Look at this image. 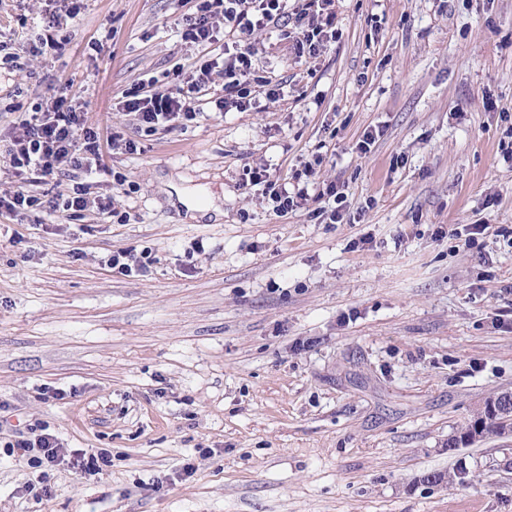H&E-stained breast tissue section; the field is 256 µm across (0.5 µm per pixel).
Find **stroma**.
<instances>
[{
    "instance_id": "stroma-1",
    "label": "stroma",
    "mask_w": 512,
    "mask_h": 512,
    "mask_svg": "<svg viewBox=\"0 0 512 512\" xmlns=\"http://www.w3.org/2000/svg\"><path fill=\"white\" fill-rule=\"evenodd\" d=\"M72 3L58 53L33 60L57 0H0L21 63L0 71V193L70 186L5 153L61 83L101 134L128 133V89L224 49L178 36L194 0ZM336 30L315 58L257 35L278 101L219 113V78L195 120L104 155L97 189L127 223L0 216V403L112 454L88 476L0 450V512H512V433L448 445L512 392V0H336ZM317 156L345 188L339 223L313 199L278 216L244 184ZM170 181L221 216L191 219ZM471 224L487 230L469 246ZM120 249L151 256L148 275L112 272ZM41 479L50 498L24 493Z\"/></svg>"
}]
</instances>
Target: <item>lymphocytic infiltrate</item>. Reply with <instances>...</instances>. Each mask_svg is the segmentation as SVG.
Listing matches in <instances>:
<instances>
[{
  "instance_id": "f902f5d3",
  "label": "lymphocytic infiltrate",
  "mask_w": 512,
  "mask_h": 512,
  "mask_svg": "<svg viewBox=\"0 0 512 512\" xmlns=\"http://www.w3.org/2000/svg\"><path fill=\"white\" fill-rule=\"evenodd\" d=\"M335 21L336 0H196L181 37L190 43L207 45L215 42L219 34H227L230 42L225 45L223 56L200 58L172 88H157L151 79L141 81L126 93L122 107L134 115L138 130L150 132L172 122L195 119L200 94L218 76L224 79V94L214 100L218 111H246L258 87L265 88L269 99H280L281 85L270 84L254 67L253 59L258 53L256 34L278 27L282 37L292 41L297 56L316 57L335 40ZM107 149L133 154L137 142L119 131L102 137L88 123L75 94L69 87H62L50 107L22 121L6 153L13 169L38 179L55 176L65 169L81 173L83 179L49 202L22 192L0 194V213L17 215L42 207L53 212H78L94 205L101 214L117 216L111 197L89 195L90 179L100 170ZM248 175L252 185L262 186L277 215L302 208L313 194L322 202L314 210V218L333 224L341 217L339 206L346 199L343 186L330 183L314 192L304 186L292 193L286 180L272 176L266 169L254 168ZM29 431V437L15 441L14 446L18 457L26 459L32 467L52 468L67 462L81 473L95 475L111 463L110 454L102 448L63 452L47 426L36 424Z\"/></svg>"
}]
</instances>
